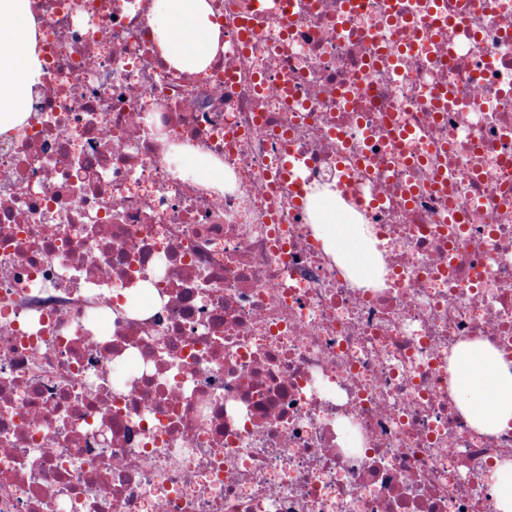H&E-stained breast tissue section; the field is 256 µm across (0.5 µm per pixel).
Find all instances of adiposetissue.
Returning a JSON list of instances; mask_svg holds the SVG:
<instances>
[{"mask_svg": "<svg viewBox=\"0 0 512 512\" xmlns=\"http://www.w3.org/2000/svg\"><path fill=\"white\" fill-rule=\"evenodd\" d=\"M211 16L207 0H153L148 25L170 65L197 73L212 62L220 46L219 26ZM35 34L29 0H0V134L25 122L31 89L43 76ZM310 204L327 251L358 280L370 279L376 265L372 228L351 223L335 192H316ZM451 383L458 407L479 431L512 429V363L487 344L474 341L455 351Z\"/></svg>", "mask_w": 512, "mask_h": 512, "instance_id": "ef3b65f1", "label": "adipose tissue"}]
</instances>
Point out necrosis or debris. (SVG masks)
<instances>
[{"mask_svg":"<svg viewBox=\"0 0 512 512\" xmlns=\"http://www.w3.org/2000/svg\"><path fill=\"white\" fill-rule=\"evenodd\" d=\"M152 2L30 0L0 512H497L512 429L471 425L449 363L512 362V0H208L224 49L194 74ZM325 186L378 286L324 249ZM203 158L198 155L196 159L194 157L188 158L186 165L190 169L191 174L199 176L204 183L211 186L218 185L224 180V170L203 164Z\"/></svg>","mask_w":512,"mask_h":512,"instance_id":"obj_1","label":"necrosis or debris"}]
</instances>
